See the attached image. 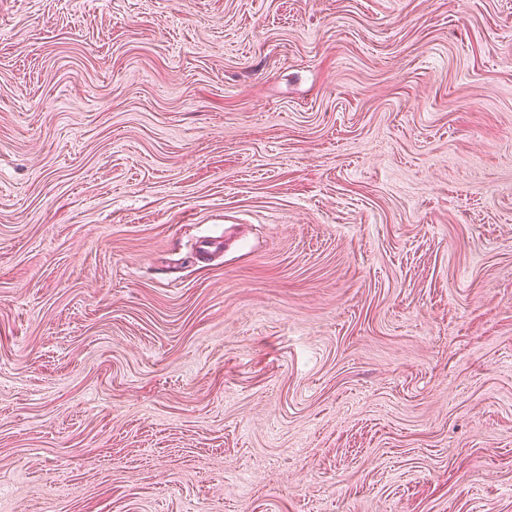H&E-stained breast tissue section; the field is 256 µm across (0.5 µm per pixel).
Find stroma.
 Wrapping results in <instances>:
<instances>
[{
	"label": "stroma",
	"mask_w": 512,
	"mask_h": 512,
	"mask_svg": "<svg viewBox=\"0 0 512 512\" xmlns=\"http://www.w3.org/2000/svg\"><path fill=\"white\" fill-rule=\"evenodd\" d=\"M0 512H512V0H0Z\"/></svg>",
	"instance_id": "obj_1"
}]
</instances>
